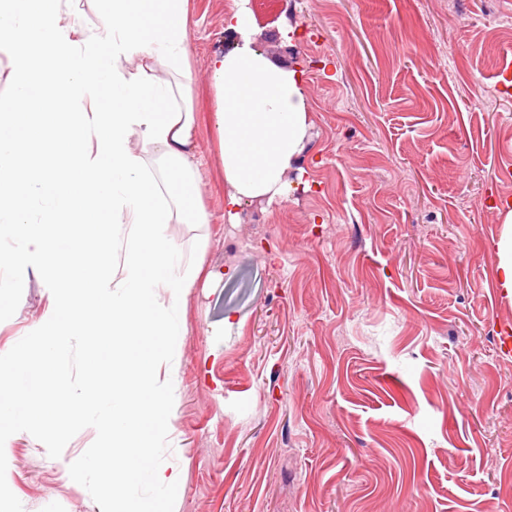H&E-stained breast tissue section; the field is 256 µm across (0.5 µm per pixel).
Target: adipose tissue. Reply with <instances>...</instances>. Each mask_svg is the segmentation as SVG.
I'll return each mask as SVG.
<instances>
[{
	"instance_id": "1",
	"label": "adipose tissue",
	"mask_w": 512,
	"mask_h": 512,
	"mask_svg": "<svg viewBox=\"0 0 512 512\" xmlns=\"http://www.w3.org/2000/svg\"><path fill=\"white\" fill-rule=\"evenodd\" d=\"M100 2L101 17L89 25L69 12L67 0H0V240L17 243L0 251V265L24 274L47 255L73 254L93 225H133L118 281L87 266H55L41 325L64 344L86 334L83 311L96 305L124 335L157 336L171 372L179 364L183 299L198 273L171 265L167 226L210 221L204 207L178 214L168 199L196 185L199 164L187 106L188 0ZM226 28L234 37L214 53L209 73L228 187L224 211L234 218L245 199L282 196L311 121L300 72L257 49L251 11L238 6ZM50 91L59 111L33 113ZM44 139L57 158L37 176L23 175L16 154ZM50 224L66 225L65 235L47 232ZM160 293L167 296L161 306ZM141 378L113 401L109 417L90 413L87 422L122 428L147 387L155 399L144 422L167 410L168 393L153 369Z\"/></svg>"
}]
</instances>
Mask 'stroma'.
I'll return each mask as SVG.
<instances>
[{"label": "stroma", "instance_id": "1", "mask_svg": "<svg viewBox=\"0 0 512 512\" xmlns=\"http://www.w3.org/2000/svg\"><path fill=\"white\" fill-rule=\"evenodd\" d=\"M301 74L312 125L275 201L224 215L209 60L229 0H188L189 105L206 224L183 300L165 462L174 512H512V325L496 246L512 201V0H249ZM127 225L100 224L119 272ZM43 277L0 266V354L40 322ZM30 434L7 484L24 512H101Z\"/></svg>", "mask_w": 512, "mask_h": 512}]
</instances>
